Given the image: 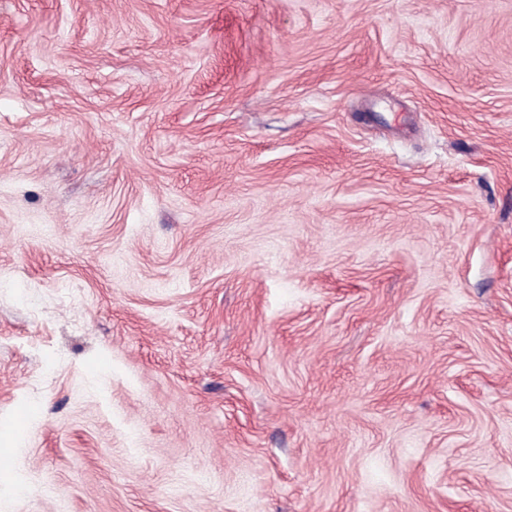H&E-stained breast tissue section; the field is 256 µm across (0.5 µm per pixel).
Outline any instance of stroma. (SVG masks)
Wrapping results in <instances>:
<instances>
[{
    "instance_id": "obj_1",
    "label": "stroma",
    "mask_w": 512,
    "mask_h": 512,
    "mask_svg": "<svg viewBox=\"0 0 512 512\" xmlns=\"http://www.w3.org/2000/svg\"><path fill=\"white\" fill-rule=\"evenodd\" d=\"M0 512H512V0H0Z\"/></svg>"
}]
</instances>
